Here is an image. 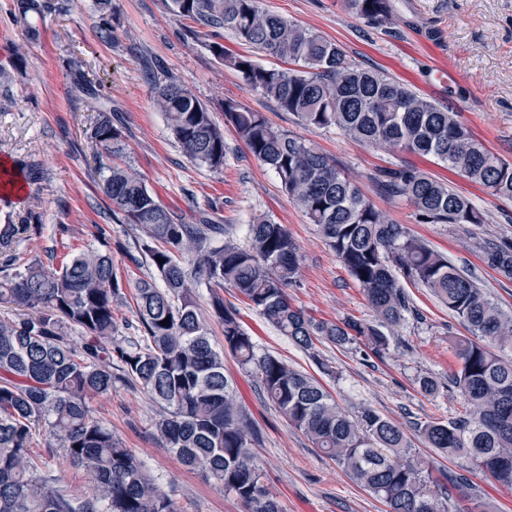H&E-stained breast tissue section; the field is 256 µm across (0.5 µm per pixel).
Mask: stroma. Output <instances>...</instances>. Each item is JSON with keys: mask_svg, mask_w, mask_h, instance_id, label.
<instances>
[{"mask_svg": "<svg viewBox=\"0 0 512 512\" xmlns=\"http://www.w3.org/2000/svg\"><path fill=\"white\" fill-rule=\"evenodd\" d=\"M115 2L116 41L99 40L94 0H72L68 12L42 18V39L31 44L23 24L15 20L14 0H0V66L11 76L9 97L0 98V161L34 159L46 170L44 180L24 187L10 208L20 216L36 212L40 218L42 229L27 246L29 256L45 257L57 225L69 226L68 241L77 248L93 243L96 225H110L112 257L126 293L114 311L119 335H127L128 323L135 320L132 292L148 269L127 255L137 230L114 220L108 208L97 149L89 137L100 102L71 95L79 74L100 84L120 119L125 164L178 218L193 223L200 213H209L214 223L226 225L230 239L240 246L247 245L249 226L257 218L266 216L286 225L301 254L297 281L288 290L294 305L323 320L378 321L316 226L232 129L224 131L223 171H211L182 154L144 79L143 65L148 61L156 65L158 79L189 87L215 115H222L224 102L232 100L262 113L274 128L301 138L354 179L379 209L458 268L474 273L502 308L512 309V280L482 261L488 241L512 240V201L488 195L434 158L399 156L353 142L333 127L300 124L237 72L217 63L203 39L188 38L187 22L177 21L165 0ZM391 2V20L378 28L346 11L340 0H260V6L340 43L352 62L387 72L418 94L458 109L478 138L512 160V0ZM403 161L466 194L484 213V223H416L405 200L382 195L374 182L381 170ZM403 287L423 318L409 316L385 327L386 353L367 361L355 347L324 343L312 351L301 350L232 289H225L224 301L236 308L259 352L316 378L347 415L370 408L402 424L415 459L434 479L445 483L464 476L474 493L493 502L495 512H512V490L471 471L467 459L451 460L429 448L414 429L415 423L445 422L462 412L455 392L430 397L416 380L430 375L447 381L456 367L451 342L466 330L427 289L408 281ZM224 370L235 381L239 403L258 431L255 462L282 512H387L381 500L288 425L262 396L255 374L242 370L232 354H225ZM93 407L144 463L178 512H244L238 499L203 473L184 469L159 447L152 434L158 407L140 390L118 386Z\"/></svg>", "mask_w": 512, "mask_h": 512, "instance_id": "35a3bbf8", "label": "stroma"}]
</instances>
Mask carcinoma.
<instances>
[{
	"instance_id": "carcinoma-1",
	"label": "carcinoma",
	"mask_w": 512,
	"mask_h": 512,
	"mask_svg": "<svg viewBox=\"0 0 512 512\" xmlns=\"http://www.w3.org/2000/svg\"><path fill=\"white\" fill-rule=\"evenodd\" d=\"M371 7H366V4ZM345 8L378 27L389 20L391 0H344ZM99 35L112 42V0H97ZM172 14L204 30L218 62L238 72L251 88L273 99L299 122L334 127L370 146L432 156L498 199L512 201V161L491 152L460 112L413 91L386 73L348 60L345 50L314 29L261 9L259 0H170ZM67 9L66 0H15L14 16L38 19ZM256 52L291 64L268 68L221 43L224 31ZM151 82L154 101L182 153L212 171H223L224 130H234L250 154L277 174L282 189L317 226L361 287L378 319L397 325L409 299L390 264L432 292L470 336L454 340L458 368L448 387L468 407L446 423L417 422L425 441L448 457L462 456L474 471L512 489V310L505 311L459 272L448 258L411 235L378 209L348 175L300 138L274 129L259 112L234 101L218 124L208 105L173 81ZM100 154L112 160L103 176L110 210L139 230L138 247L150 275L135 285L136 330L118 335L113 306L124 300L110 234L95 226V244L56 256L27 259L20 247L39 233L35 216L0 224V512H177L144 464L94 414L92 402L133 383L159 408L153 423L160 446L183 467L199 470L246 512H281L254 462L258 432L224 374V351L256 374L264 397L313 447L382 500L388 512H492L469 492L464 478L430 488L433 479L411 458L403 427L372 409L352 418L312 376L269 354H258L224 289L246 299L283 336L309 351L316 344L363 347L381 357L387 338L375 325L353 319L318 320L293 305L299 248L286 225L260 219L249 225L245 247L221 242L224 225L174 217L141 176L114 162L124 133L104 108L91 130ZM23 175L44 177L43 165L17 160L3 170L5 183ZM384 194L408 202L420 224H482L471 200L408 164L383 172ZM484 263L512 279V242L491 244ZM206 287L224 342H212L197 303ZM169 323H164V320ZM49 436L36 452L37 431ZM62 456L84 471L87 490L74 497L56 485L49 462Z\"/></svg>"
}]
</instances>
